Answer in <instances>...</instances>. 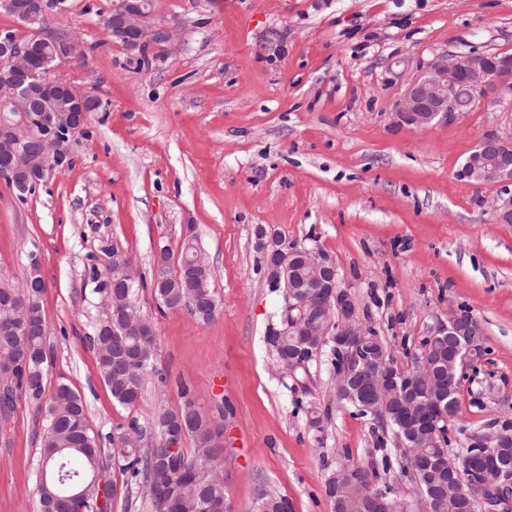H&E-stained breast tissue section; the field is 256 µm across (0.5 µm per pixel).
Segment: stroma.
<instances>
[{
	"instance_id": "stroma-1",
	"label": "stroma",
	"mask_w": 512,
	"mask_h": 512,
	"mask_svg": "<svg viewBox=\"0 0 512 512\" xmlns=\"http://www.w3.org/2000/svg\"><path fill=\"white\" fill-rule=\"evenodd\" d=\"M113 0H66L54 33L86 56L56 79L97 98L72 164L26 198L0 179V281L22 285L38 251L51 365L47 391L69 383L91 428L109 438L130 417L178 404L177 380L199 404L224 408L229 512L259 491L292 512H332L331 472L367 461L369 424L336 400L324 359L281 376L265 341L282 306L269 288L255 229L326 253L398 366L437 323L466 310L483 357L463 384V422H512V224L494 202L512 183L479 188L457 173L476 143L512 131V102L486 99L425 128L399 109L423 65L476 47L512 55V0H153L177 26L167 56L130 55L105 19ZM196 236L220 307L208 323L137 306L156 328L154 361L133 407L117 404L86 336L103 314L88 280L115 246L150 276L160 248ZM45 412L19 401L0 431V512H38Z\"/></svg>"
}]
</instances>
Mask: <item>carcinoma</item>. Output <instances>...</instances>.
<instances>
[{
    "instance_id": "carcinoma-1",
    "label": "carcinoma",
    "mask_w": 512,
    "mask_h": 512,
    "mask_svg": "<svg viewBox=\"0 0 512 512\" xmlns=\"http://www.w3.org/2000/svg\"><path fill=\"white\" fill-rule=\"evenodd\" d=\"M200 266V274L189 276L186 267L191 263ZM162 269L158 278L150 280L160 306L170 310H185L201 323L211 321L218 311L215 288L212 287L209 260L197 246L194 237H186L178 256L169 248H162ZM111 276L95 270L90 279L93 292L107 304H112L114 281L122 273L108 268ZM136 281L125 278L128 303L121 312L109 309V315L99 320L93 333L87 336L95 353L100 376L112 394L113 400L126 407L136 405L143 395L145 379L153 376L166 383L165 374L154 363L155 328L153 322L142 315L135 306ZM44 289L31 280L20 288L6 285L0 288V322L13 317V306L5 296H27L28 312L32 329L21 337L24 352L14 346L15 340L0 335V376L16 384V399L0 398V427L10 423L16 401L26 400L38 407L46 406L47 423L41 437V477L38 485L39 500L52 497L65 498L77 495L63 505L64 512H108V500L115 496L116 484L100 487V480L113 461L120 466L126 482L145 485L150 489V512H226L224 475L219 470L221 454L214 447V432L218 425L214 417L224 418V409L208 411L197 406V400L187 385L180 387V402L174 407L161 410L153 419L140 421L133 417L116 426L112 432V448H101L99 438L90 428L86 406L82 396L68 383L58 382L52 397L44 400L45 379L50 363V351L46 346L48 325L42 313L40 294ZM300 340L298 336H280L268 329L266 341L271 347L278 368L288 367L289 349ZM322 348L329 350L333 371L339 373L347 367L368 368L376 364V358L384 356L391 362L392 356L376 336L354 343L353 358L343 360L336 352L334 339L324 337ZM414 354L411 366L405 368L407 378L398 382L397 389L378 395H368L354 388L336 390L337 402L353 410V414L371 423L376 450L382 452L381 465L353 464L350 473L363 482L369 493L379 495L390 505L393 512H408L409 500L400 497L393 485L381 481V473L391 469L415 484L418 496L430 492L429 485L439 482L444 474L434 469L425 474H415L409 468L404 449L397 445V435L403 434L401 416L397 413L384 417L375 413V406H396L398 401L411 393L414 410L425 408L429 399L425 396L427 385L414 377L413 368L419 363ZM441 406L445 420L440 426L459 420L460 406L457 393L451 391L443 397ZM179 433V447L168 446L171 430ZM456 434L464 457V469L468 474L476 471L477 460L469 448L472 437L467 428L459 425ZM191 437L193 453L181 447L185 438ZM328 497L335 501V512H368L366 500L347 489L336 487L333 479L326 485ZM288 498L264 491L257 498L251 512H285Z\"/></svg>"
}]
</instances>
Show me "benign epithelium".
Returning <instances> with one entry per match:
<instances>
[{"instance_id":"benign-epithelium-1","label":"benign epithelium","mask_w":512,"mask_h":512,"mask_svg":"<svg viewBox=\"0 0 512 512\" xmlns=\"http://www.w3.org/2000/svg\"><path fill=\"white\" fill-rule=\"evenodd\" d=\"M4 6L33 22L37 16L27 0H6ZM63 46L65 58L79 60L83 46L71 38L43 34ZM177 29L155 20L139 0H123L122 8L112 17V39L121 40L132 51L143 40L154 42L163 55L171 53ZM32 40L5 32L0 34V173L13 178L17 172L29 173L33 182L19 184L27 191L60 171L63 155H71L70 143L75 134L84 130L93 108V97L71 84L59 83L30 66ZM467 83L478 99L493 96L500 101L512 97V57L471 48L461 52H446L420 68L419 75L409 86L401 107V118L415 127H428L435 122L451 121L457 116L456 93L460 84ZM65 100L70 106L65 112H52V103ZM49 115L52 129L32 141L31 128ZM458 177L466 182L477 178L476 185L498 186L512 181V132L493 133L482 138L465 158ZM498 223H512V196L496 200ZM258 242L265 257L263 266L267 283L290 284L288 291V331L294 336L336 337V346L372 331L359 309L349 287L343 285L335 264L316 248L298 246L294 249L262 228ZM482 331L476 319L455 313L448 322L430 330V336L453 337L452 357L459 360L458 380H470L469 366L477 360L470 337ZM399 368L381 363L351 377L368 390L377 393L396 381ZM432 440L442 436L438 423L426 414L410 418L405 436L398 438L403 448L413 450V464L421 465L425 455L419 450L418 433ZM476 446L479 454L490 458L482 472L479 490L480 512H505L512 507V497L506 501L495 498L498 491L512 490V461L499 454L512 446V433L502 428L481 434ZM466 478L459 458L448 459V485L433 493L455 498L465 495Z\"/></svg>"}]
</instances>
